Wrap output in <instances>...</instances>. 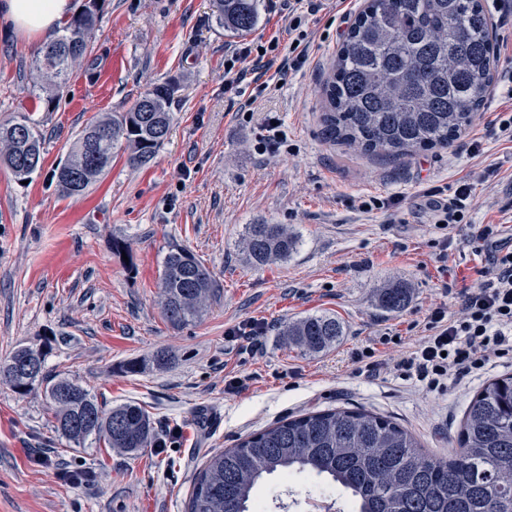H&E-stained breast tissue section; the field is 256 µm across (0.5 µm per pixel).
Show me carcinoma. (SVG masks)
<instances>
[{"label":"carcinoma","instance_id":"carcinoma-1","mask_svg":"<svg viewBox=\"0 0 512 512\" xmlns=\"http://www.w3.org/2000/svg\"><path fill=\"white\" fill-rule=\"evenodd\" d=\"M257 0H212L216 25L233 35L250 33ZM103 7L86 0L33 60V88L53 100L91 53ZM496 40L483 0H366L337 49L323 88L322 135L365 155L391 159L451 146L471 125L494 84ZM173 86L140 95L126 112L91 119L56 168L60 190L80 196L112 166L115 150L133 165L150 163L171 122ZM26 137H15L17 127ZM39 122L19 113L0 122V163L19 181L43 161ZM297 243L285 224H250L241 250L257 266L288 258ZM166 323L179 329L198 320L216 296L215 275L188 249L171 251L160 279ZM410 288L378 290L377 305L399 313ZM344 335L334 315L315 314L285 324L286 345L321 352ZM16 349L0 363V382L19 395L45 386L54 404V431L81 443L92 435L135 454L151 446L148 413L135 404L105 410L85 388L61 401L73 382L50 374L45 354L29 381L16 375ZM278 474L325 477L324 491L345 492L349 512H512V376L488 381L467 406L457 448L448 457L426 452L405 427L362 408H336L280 420L211 454L195 477L188 512H262L256 485Z\"/></svg>","mask_w":512,"mask_h":512}]
</instances>
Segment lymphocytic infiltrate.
Returning <instances> with one entry per match:
<instances>
[{
    "label": "lymphocytic infiltrate",
    "mask_w": 512,
    "mask_h": 512,
    "mask_svg": "<svg viewBox=\"0 0 512 512\" xmlns=\"http://www.w3.org/2000/svg\"><path fill=\"white\" fill-rule=\"evenodd\" d=\"M281 6L288 12L287 43L274 38L236 48L224 63L225 87L245 84L253 89L251 96L240 101L239 111H250L269 73L300 70L310 59L306 18L319 11V4L316 0H282ZM475 189V183L461 180L450 199L434 204L435 220L445 231L435 254L440 273L448 271L446 234L455 225L470 223ZM472 240L476 263L469 285L444 287V302L430 309L425 334L409 349L388 354L387 345L399 344L400 338L386 334L380 336L379 347L356 350L352 360L359 374L384 372L415 381L426 392L441 393L447 391L449 382L480 374L492 359L512 354V234L505 225L482 224ZM452 303L457 312H449Z\"/></svg>",
    "instance_id": "f902f5d3"
}]
</instances>
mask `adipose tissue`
Instances as JSON below:
<instances>
[{"label":"adipose tissue","mask_w":512,"mask_h":512,"mask_svg":"<svg viewBox=\"0 0 512 512\" xmlns=\"http://www.w3.org/2000/svg\"><path fill=\"white\" fill-rule=\"evenodd\" d=\"M72 11V0H0V24L35 42L62 25Z\"/></svg>","instance_id":"ef3b65f1"}]
</instances>
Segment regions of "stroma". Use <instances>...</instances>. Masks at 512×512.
Returning <instances> with one entry per match:
<instances>
[{"mask_svg":"<svg viewBox=\"0 0 512 512\" xmlns=\"http://www.w3.org/2000/svg\"><path fill=\"white\" fill-rule=\"evenodd\" d=\"M364 0L344 14L308 18L311 64L270 84L251 111L237 112L224 88V59L241 42L288 39V14L258 0L246 37L216 26L210 0H105L92 45L95 64L74 70L66 96L30 90L36 45L0 30V120L24 112L41 124L42 167L28 182L0 164V360L16 347L43 350L53 373L78 382L99 404L145 408L161 448L127 455L105 441L76 445L53 429L42 386L28 394L0 384V512H185L208 456L277 420L336 407L391 418L433 454L456 446L464 412L490 379L512 375V359L424 395L412 382L357 375L354 350L386 333L409 347L431 303L441 300L434 261L436 230L424 193L501 164L512 176V143L496 136L504 75L467 129L483 142L475 159L459 146L404 160L370 157L325 142L319 85ZM170 82L172 122L156 157L135 166L117 152L84 195L62 194L53 176L89 119L122 112L144 92ZM278 119V151L264 150L267 122ZM392 199L401 223L381 211L353 209L357 198ZM473 224L512 225V194L479 186ZM285 224L298 244L288 259L257 267L239 243L251 224ZM121 241L123 251L112 247ZM192 251L220 283L198 321L171 328L158 304L160 274L174 249ZM402 282L411 300L387 315L375 290ZM332 314L346 333L310 355L282 343L286 322ZM270 329L257 354L242 353L230 329L249 319ZM169 356L155 362L158 352ZM142 363L129 373L126 362ZM247 378L238 394L225 379ZM320 477L268 478L256 488L268 512L285 493L312 512Z\"/></svg>","mask_w":512,"mask_h":512,"instance_id":"stroma-1","label":"stroma"}]
</instances>
